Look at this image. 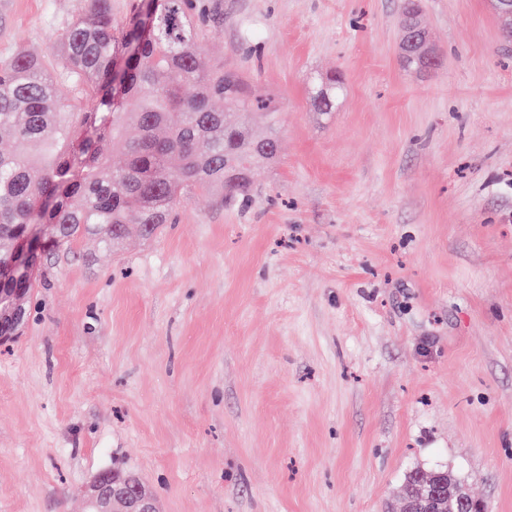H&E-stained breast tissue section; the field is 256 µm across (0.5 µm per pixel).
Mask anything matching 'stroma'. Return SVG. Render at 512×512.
<instances>
[{"label": "stroma", "mask_w": 512, "mask_h": 512, "mask_svg": "<svg viewBox=\"0 0 512 512\" xmlns=\"http://www.w3.org/2000/svg\"><path fill=\"white\" fill-rule=\"evenodd\" d=\"M203 68L278 114L251 202L188 196L47 262L0 343V512H85L136 472L158 512H397L447 468L512 512V47L488 0H190ZM78 0H0V57ZM344 79L335 111L314 81Z\"/></svg>", "instance_id": "stroma-1"}]
</instances>
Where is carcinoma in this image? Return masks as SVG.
Wrapping results in <instances>:
<instances>
[{
    "label": "carcinoma",
    "mask_w": 512,
    "mask_h": 512,
    "mask_svg": "<svg viewBox=\"0 0 512 512\" xmlns=\"http://www.w3.org/2000/svg\"><path fill=\"white\" fill-rule=\"evenodd\" d=\"M189 0H142L123 28L110 0H81L52 55L0 58V336L19 335L14 308L27 310L42 256L69 251L92 236L114 251L127 226L152 236L194 192L214 189L250 199L253 167L276 156V113L251 126L224 106L244 107L238 77L199 69L201 44ZM64 80L71 96H56ZM339 74L322 77L314 96L321 112L336 109ZM124 140L118 165L102 145ZM423 492L406 477L402 501Z\"/></svg>",
    "instance_id": "1"
}]
</instances>
